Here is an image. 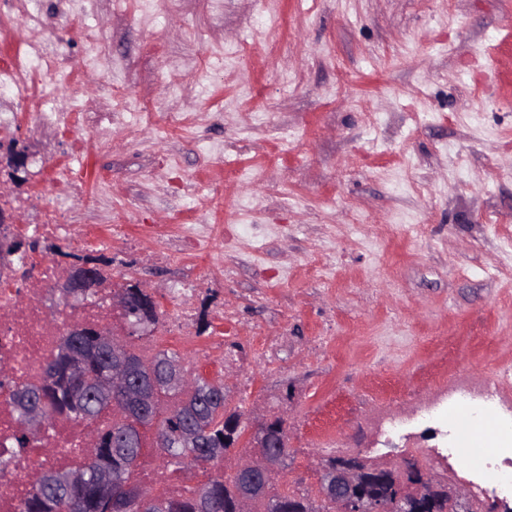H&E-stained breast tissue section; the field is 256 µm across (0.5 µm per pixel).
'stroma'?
Returning <instances> with one entry per match:
<instances>
[{"label":"stroma","instance_id":"obj_1","mask_svg":"<svg viewBox=\"0 0 512 512\" xmlns=\"http://www.w3.org/2000/svg\"><path fill=\"white\" fill-rule=\"evenodd\" d=\"M97 3L28 0L75 62L46 88L111 94L134 118L77 162L70 132L21 124L28 181L52 199L37 172L78 163L74 226L124 224L179 250L171 263L101 253L159 309L223 264L199 316L239 313L255 359L229 405L247 425L286 417L280 481L317 491V464L336 455L405 471L407 439L442 441L422 410L512 366V0ZM88 26L110 53L101 79L77 65ZM208 141L223 154H203ZM190 179L210 193L191 198ZM182 224L251 235L201 251ZM382 419L405 434L380 436Z\"/></svg>","mask_w":512,"mask_h":512}]
</instances>
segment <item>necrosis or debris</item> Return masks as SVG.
<instances>
[{"label": "necrosis or debris", "instance_id": "obj_1", "mask_svg": "<svg viewBox=\"0 0 512 512\" xmlns=\"http://www.w3.org/2000/svg\"><path fill=\"white\" fill-rule=\"evenodd\" d=\"M15 37L27 46L28 53L0 65V90L10 91L18 105L34 104L35 125L72 130L79 122V104L63 109L55 100L35 96L33 92L34 78L63 74L68 67L67 57L61 54L44 19L33 17L21 0H0V38ZM56 181L64 191L53 205H46L38 194L22 192L0 195V211L20 214L25 233L49 243H69L78 251L94 241L110 244L119 240L130 247L140 246V238L128 234L122 224L93 225L83 231L81 238H73L68 202L79 192L80 184L69 168L59 171ZM60 274L59 266L50 258L29 260L18 266L10 261L0 264V454L12 451L16 424L14 390L21 385L41 382L52 353L62 337L76 325L102 326L110 336L144 355L156 353L163 341L190 347L187 368L191 371L207 367L218 371L232 369L240 375L246 373L250 359L230 344L228 337L218 336L203 344L191 333L195 311L190 300L199 291L197 284L172 289L174 313L160 318L156 326L143 335L132 337L127 335L121 312L113 304L120 275H107L97 301L68 310L58 302L56 283ZM425 415L444 417L448 425L446 446L422 453L431 469L430 475L435 479H455L458 474L454 462L463 446L458 421L451 410L443 407L426 410ZM112 422L113 416L108 412L85 423L63 417L53 420L17 458L14 468L0 474V512H23L25 501L44 472L80 467L95 446L98 430ZM487 445L494 448V455L468 468L463 477L470 494L481 501L485 498V473L495 471L500 508L502 512H512V415L500 417L498 431ZM155 454L154 434L144 432L141 456L148 459L149 464L135 471V480L172 498L186 495L190 477L174 473L155 461Z\"/></svg>", "mask_w": 512, "mask_h": 512}]
</instances>
